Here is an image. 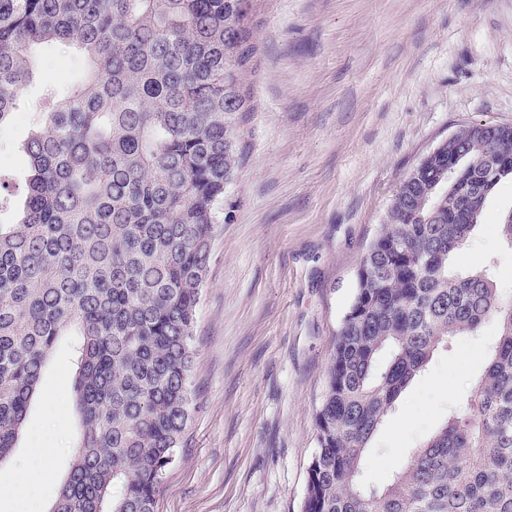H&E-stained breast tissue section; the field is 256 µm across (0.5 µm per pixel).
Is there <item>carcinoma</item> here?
Masks as SVG:
<instances>
[{
  "label": "carcinoma",
  "instance_id": "carcinoma-1",
  "mask_svg": "<svg viewBox=\"0 0 512 512\" xmlns=\"http://www.w3.org/2000/svg\"><path fill=\"white\" fill-rule=\"evenodd\" d=\"M254 0H0V125L39 68L76 52L75 82L46 81L0 170V463L43 369L74 344L81 423L54 512H155L191 419L197 307L224 190L239 167ZM512 178V126L467 123L400 181L358 269L315 415L302 512H512V302L452 259ZM497 324L460 410L381 489L364 455L406 388L452 339Z\"/></svg>",
  "mask_w": 512,
  "mask_h": 512
}]
</instances>
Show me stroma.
<instances>
[{
    "label": "stroma",
    "instance_id": "stroma-1",
    "mask_svg": "<svg viewBox=\"0 0 512 512\" xmlns=\"http://www.w3.org/2000/svg\"><path fill=\"white\" fill-rule=\"evenodd\" d=\"M252 110L236 135L242 162L197 308L196 408L156 497L157 512H302L318 442L315 413L334 335L358 289L359 263L403 177L470 122L512 125V0H256ZM41 81L81 76L85 60L37 50ZM512 180L455 259L489 268L512 300V246L498 221ZM497 337L495 322L455 340L401 395L373 437L363 477L389 483L396 465L461 403ZM76 367L67 350L43 372L0 484L48 449L39 484L52 508L75 453L79 418L58 417Z\"/></svg>",
    "mask_w": 512,
    "mask_h": 512
}]
</instances>
